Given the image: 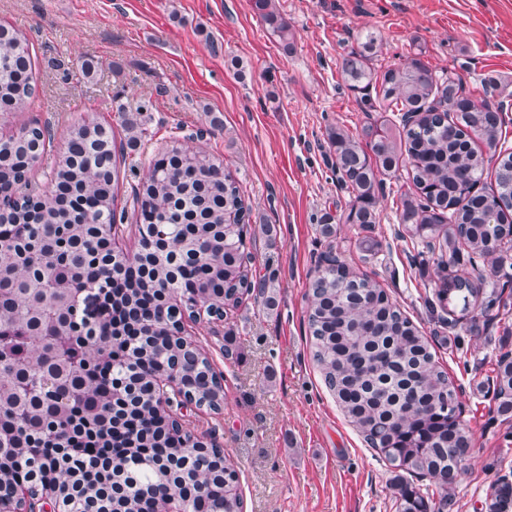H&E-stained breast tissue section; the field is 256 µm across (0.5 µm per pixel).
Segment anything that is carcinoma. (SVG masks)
<instances>
[{
    "label": "carcinoma",
    "instance_id": "cac0c4a2",
    "mask_svg": "<svg viewBox=\"0 0 512 512\" xmlns=\"http://www.w3.org/2000/svg\"><path fill=\"white\" fill-rule=\"evenodd\" d=\"M253 12L285 51L294 35L275 0H251ZM378 35L367 30L342 56L341 75L368 109L413 112L409 127L376 120L354 136L328 133L331 169L349 200L333 221L370 228L385 180L406 172L399 223L427 242L442 269L459 261L460 246L484 257L512 217V152L497 150L503 103L461 94L450 73L439 76L421 60L404 68L374 64ZM36 92L28 39L0 38V111L22 112ZM375 98H370V93ZM481 140L498 151L495 185L474 191L484 171ZM45 131L22 126L0 146V501L11 498L21 471L41 478L58 465L77 474L63 497L66 512H163L177 492L189 512H240L236 470L223 450L175 447L153 416L150 372L173 371L185 395L213 411L224 402L208 358L177 341L172 298L193 293L226 311L243 297L268 310L278 305L269 278L252 272L247 247L256 216L224 163L174 141L133 190V207L149 241L132 255L113 256L103 225L116 214L124 152L94 120L75 126L39 194L28 173L44 152ZM512 282V262L499 256L485 274L442 277L440 306L507 308L500 280ZM307 321L312 356L344 415L375 441L396 472L399 512H444L475 447L459 419L457 388L436 363L430 344L378 285L339 259L325 258L310 284ZM92 344L97 356L75 368L56 351ZM39 346L31 363L22 346ZM497 412L512 413V358L496 359ZM212 474L198 492L192 475ZM434 479L436 502L405 475ZM486 512H512V482L499 477L486 490Z\"/></svg>",
    "mask_w": 512,
    "mask_h": 512
}]
</instances>
